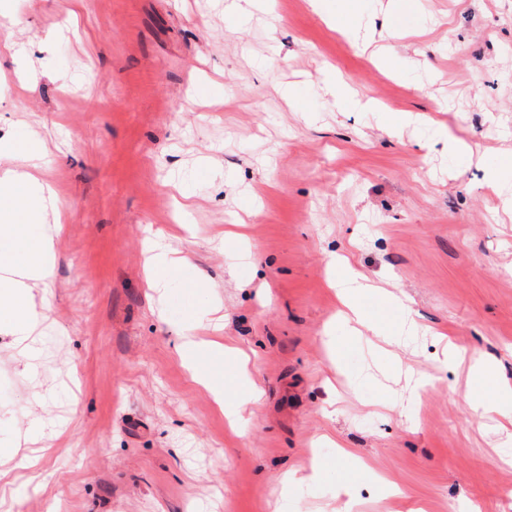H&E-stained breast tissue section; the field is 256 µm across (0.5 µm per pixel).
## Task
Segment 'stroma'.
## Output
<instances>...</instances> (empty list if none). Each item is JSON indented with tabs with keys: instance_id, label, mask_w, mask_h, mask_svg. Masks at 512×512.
Here are the masks:
<instances>
[{
	"instance_id": "1",
	"label": "stroma",
	"mask_w": 512,
	"mask_h": 512,
	"mask_svg": "<svg viewBox=\"0 0 512 512\" xmlns=\"http://www.w3.org/2000/svg\"><path fill=\"white\" fill-rule=\"evenodd\" d=\"M228 2L0 0L25 21L0 31V138L48 143L62 212L39 358L0 334V445L39 417L45 449L0 512H512V401L471 412L442 363L450 341L512 380V181L487 183L512 159V0H401L393 25L354 0L355 42L309 0L244 24ZM444 139L468 149L423 147ZM234 225L252 265L216 243ZM156 232L189 258L164 299ZM335 256L377 287L371 318L394 329L397 295L432 335H351ZM203 300L250 357L213 363L227 394L261 390L233 428L175 351Z\"/></svg>"
}]
</instances>
